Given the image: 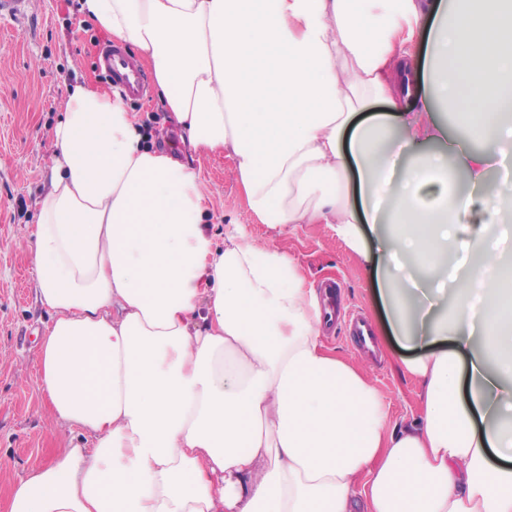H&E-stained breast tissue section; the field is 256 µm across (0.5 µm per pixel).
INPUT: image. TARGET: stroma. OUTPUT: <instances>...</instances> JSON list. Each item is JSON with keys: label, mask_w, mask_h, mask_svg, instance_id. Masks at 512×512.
<instances>
[{"label": "stroma", "mask_w": 512, "mask_h": 512, "mask_svg": "<svg viewBox=\"0 0 512 512\" xmlns=\"http://www.w3.org/2000/svg\"><path fill=\"white\" fill-rule=\"evenodd\" d=\"M110 41L79 13L74 0H27L20 14L0 13V512H9L13 486L31 470L51 464L72 439L37 388L38 343L48 315L36 299L34 267L22 235L38 218L53 130L69 87L78 81L110 87L97 64L99 48ZM128 109L151 140L164 138L171 149H180L179 134L157 94L129 102ZM194 164L212 191L219 224L244 225L255 238L283 250L312 287L338 281L343 307L362 312L373 329H380L375 278L329 225L271 229L251 213L229 173V159L203 155ZM377 344L380 358L369 361L370 377L391 419L410 416L420 389L404 370L406 353L382 337Z\"/></svg>", "instance_id": "stroma-1"}]
</instances>
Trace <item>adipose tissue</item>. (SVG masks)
Segmentation results:
<instances>
[{
  "label": "adipose tissue",
  "instance_id": "1",
  "mask_svg": "<svg viewBox=\"0 0 512 512\" xmlns=\"http://www.w3.org/2000/svg\"><path fill=\"white\" fill-rule=\"evenodd\" d=\"M79 3L137 50L191 157L150 146L119 95L70 87L25 238L38 390L83 440L9 512H512V179L490 176L512 160V0ZM203 154L261 223L331 225L378 272L417 415L389 424L324 347L293 260L239 224L210 233ZM477 204L498 234L470 227Z\"/></svg>",
  "mask_w": 512,
  "mask_h": 512
}]
</instances>
